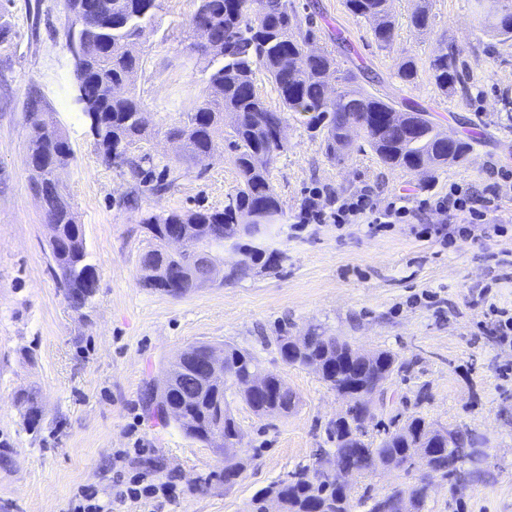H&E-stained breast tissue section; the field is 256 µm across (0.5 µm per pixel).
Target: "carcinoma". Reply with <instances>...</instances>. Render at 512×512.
<instances>
[{"mask_svg":"<svg viewBox=\"0 0 512 512\" xmlns=\"http://www.w3.org/2000/svg\"><path fill=\"white\" fill-rule=\"evenodd\" d=\"M487 2L475 0L489 28L503 39L512 40V0H494V13ZM345 6L353 15L373 21L375 43L382 48L392 44L395 32L388 0H345ZM159 8L160 0H64L63 9L69 17L67 45L85 63L84 77L74 80V87L69 89L70 104L85 119L97 146L107 156L148 136L147 124L139 118L142 103L131 89L140 57L131 53L130 47L153 31ZM409 20L418 31L429 28L433 23L430 0L418 5ZM189 27L208 33L210 46L199 49L193 43L191 50L204 59L209 75L193 113L168 135L180 141L184 155L190 158L205 153L216 156L217 133L224 121L230 120L235 150L231 162L240 185L222 210L155 208L141 215L139 223L155 241V247L141 261V284L145 288L167 295L175 277L181 296L200 287L195 279L181 275L189 266L190 256L170 253L163 246L164 231L171 224L195 225L196 246L209 251L224 249L227 240L245 239L247 243L240 249L251 263L264 258L266 264H271L266 250L254 244L252 234L239 232L236 224L239 213L246 212L252 216V223L263 225V235L267 236L271 226L283 220L284 211L269 169L286 146L285 139L274 138L272 120L285 121L286 112L312 113L311 124L323 128L325 153L333 160L344 156L355 133L362 134L381 162L392 169L411 170L423 162L440 168L448 164V154H453L456 163L466 155L467 146L460 141L450 148L441 144L434 133L435 125L409 105L405 111L412 116L407 123L392 125L386 121V115L397 111L395 104L365 92L358 84L357 73L339 69L330 52L311 50L314 34L303 29L288 0H199ZM259 69L277 92L278 111L271 109L257 90L255 74ZM430 69L443 93L466 94L460 51L455 46L440 48L430 61ZM397 76L404 83L415 81L418 68L413 57L402 59ZM30 125L28 153L47 159L37 179L45 187L56 189L59 170L71 165L73 150L54 124L40 125L34 120ZM43 219L56 225V239L49 241L52 258L68 288L70 303L82 307L90 299L86 280L95 277L87 259L82 225L60 193L52 198L51 207L43 210ZM352 354L347 342L313 332L307 336L295 364L306 367L314 360L342 363L334 374L324 373L320 378L336 391L353 393V403L358 401L355 393L402 368L398 356L388 350L378 351L367 363L352 358ZM224 364L228 373L224 384H207L193 391L196 361L180 354L171 368L183 371L181 382L159 393L157 413L169 422L164 406L179 409L184 420L176 419L174 423L183 434L224 454V471L238 473L242 463L230 449L235 447L240 431L226 390L235 387L236 394L262 416L286 415L297 402L292 391L281 389V378L263 371L251 354L226 344ZM256 374L264 377L266 393L253 396L242 382ZM21 400L26 405L23 423L33 429L40 415L35 397L28 393ZM356 411L355 407L348 408L336 419L332 455L364 477L379 468H400L424 456L431 459L437 473L452 479L458 467L448 465V461L456 458V449L479 443L467 430L446 431L422 417H413L400 427L384 431L378 441L367 443L352 437V427L358 421ZM308 471L307 467L300 468L292 473L288 484L275 482L253 496L249 512H263L265 496L278 486L287 504L286 512H306L310 507L322 506L327 507L325 512H351V495L309 478Z\"/></svg>","mask_w":512,"mask_h":512,"instance_id":"obj_1","label":"carcinoma"}]
</instances>
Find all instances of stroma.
I'll return each instance as SVG.
<instances>
[{
  "instance_id": "1",
  "label": "stroma",
  "mask_w": 512,
  "mask_h": 512,
  "mask_svg": "<svg viewBox=\"0 0 512 512\" xmlns=\"http://www.w3.org/2000/svg\"><path fill=\"white\" fill-rule=\"evenodd\" d=\"M290 3L313 28L315 46L357 72L365 90L425 109L439 129L467 143V156L428 174L392 170L359 137L333 161L309 114L288 113V144L270 168L285 209L265 243L278 252L277 267L241 270V253L229 249L223 281L175 298L140 283V259L152 245L141 211L220 210L239 184L228 135L219 141L223 158L168 163L165 133L186 121L205 86L204 61L188 53L197 0H161L153 32L135 47L141 65L132 81L152 134L131 152L154 157L136 178L102 162L69 104L63 0H0V512H73L85 487L111 512H247L257 491L314 465L333 445L344 400L313 369L285 364L277 344L314 331L362 352L392 351L405 364L376 397L366 440L418 416L481 438L482 469L454 485L435 480L424 512H512V343L495 332L500 312L512 316V180L501 177L512 171V114L502 109L512 100V40L486 28L474 0H432L434 26L426 32L409 25L414 0H390L396 36L389 48L374 43L370 22L350 14L344 0ZM339 33L346 44L336 42ZM446 43L461 51L469 98L434 84L429 61ZM407 55L418 66L410 84L396 75ZM33 96L74 152L64 174L67 199L99 278L80 310L54 275L49 230L25 165ZM160 182L168 189L159 196ZM452 184L477 199L497 189L505 232L459 236L448 246L421 229L465 227L470 217L434 211L380 226L296 221L313 189L330 212L337 199L366 189L379 199H434ZM200 343L251 353L298 397L292 413L260 416L229 395L245 462L230 485L213 449L162 422L151 399L167 364ZM29 389L41 410L31 431L17 400ZM134 474L171 483L173 492L123 497Z\"/></svg>"
}]
</instances>
